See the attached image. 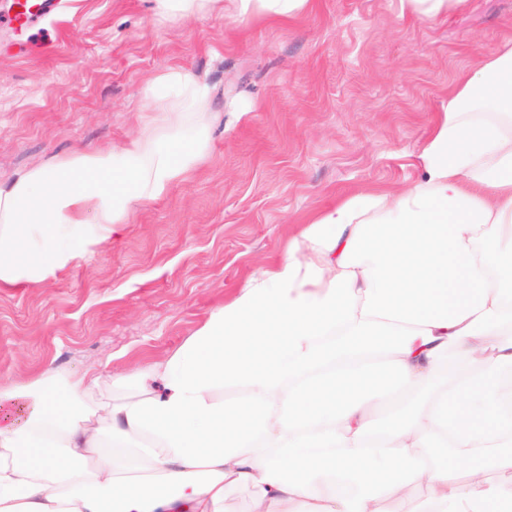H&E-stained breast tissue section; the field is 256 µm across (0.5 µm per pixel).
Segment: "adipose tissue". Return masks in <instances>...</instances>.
I'll list each match as a JSON object with an SVG mask.
<instances>
[{"mask_svg":"<svg viewBox=\"0 0 512 512\" xmlns=\"http://www.w3.org/2000/svg\"><path fill=\"white\" fill-rule=\"evenodd\" d=\"M0 183V288L94 258L208 155V91ZM193 125L188 137L179 129ZM396 193L302 225L162 359L0 380V512H512V48L463 75Z\"/></svg>","mask_w":512,"mask_h":512,"instance_id":"obj_1","label":"adipose tissue"}]
</instances>
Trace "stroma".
Listing matches in <instances>:
<instances>
[{
    "instance_id": "obj_1",
    "label": "stroma",
    "mask_w": 512,
    "mask_h": 512,
    "mask_svg": "<svg viewBox=\"0 0 512 512\" xmlns=\"http://www.w3.org/2000/svg\"><path fill=\"white\" fill-rule=\"evenodd\" d=\"M26 38L0 26V183L155 125L145 91L181 69L209 87L211 141L95 258L0 289V377L161 359L320 210L416 180L461 75L512 41V0L434 18L399 0H312L289 19L189 20L156 15L154 0H61L36 48L16 53Z\"/></svg>"
}]
</instances>
